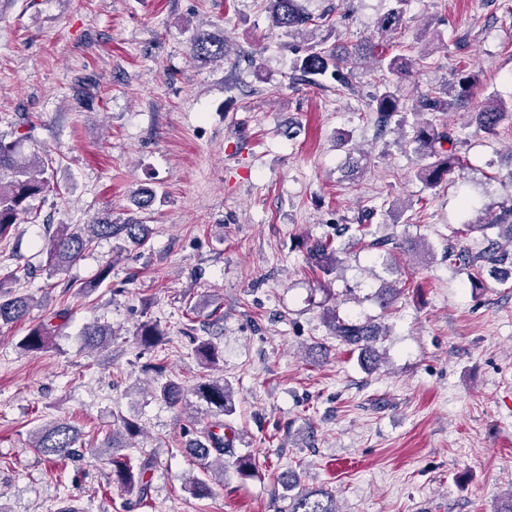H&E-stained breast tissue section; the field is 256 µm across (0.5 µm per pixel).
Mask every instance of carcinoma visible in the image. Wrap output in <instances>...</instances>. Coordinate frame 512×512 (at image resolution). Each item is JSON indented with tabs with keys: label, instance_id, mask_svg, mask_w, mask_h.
<instances>
[{
	"label": "carcinoma",
	"instance_id": "carcinoma-1",
	"mask_svg": "<svg viewBox=\"0 0 512 512\" xmlns=\"http://www.w3.org/2000/svg\"><path fill=\"white\" fill-rule=\"evenodd\" d=\"M265 2L273 28L288 35H302L306 48L303 55L295 60L293 69L314 83L317 77L329 74L338 86L348 89L351 82L347 66L370 57L375 58L378 66L388 74L402 80L410 76L424 59L422 55L413 57L392 54L381 43L386 33L401 28L411 0H391V7L378 22L379 41L370 39L357 44L352 52L327 46L325 41L314 36L316 21L300 4V0ZM190 56L195 61L222 60L224 39L197 31L190 43ZM457 86V94L450 100L435 91L422 93L408 103L389 86L384 87L373 99V111L383 127L392 123L402 127L407 123L408 116L416 117L410 144L414 145V152L423 161L417 176L430 189L440 187L448 175L461 166V159L453 149L454 137L448 125L438 124L426 118V115L444 113L462 106L470 109L475 127L485 133L493 134L502 125L512 124V101L507 103L495 95L479 98L475 75H458ZM22 139L20 135L8 141L0 135V241L9 237L14 225L19 223L20 216L28 212L29 199L51 191L43 158L36 152L29 157L18 155L17 145ZM495 227L504 230L512 243L511 199L501 205L500 213L492 219L483 217L465 221L458 234L467 236L474 231L484 232ZM350 230V225L338 224L334 235L313 239L307 246L308 267L319 276L322 291L326 293L331 292L332 277L344 263L341 252L334 245V237H342ZM354 230L351 239L356 244L363 243L366 237L364 225L360 224ZM147 236V225L136 218L116 224L110 217L104 216L76 229L61 224L48 241L47 270L52 275L67 272L91 243L98 239L114 238L131 246H140L145 243ZM486 241V247L474 254L461 245L448 246V262H458L469 269V284L475 289L484 287L479 274L482 267L491 265L512 268V249L505 248L500 241L489 237ZM366 246L388 253L393 248H402V243L393 236H383L371 240ZM13 284L14 279L10 275L0 274L1 326L22 322L30 312L32 297L13 289ZM68 317L69 309L66 307L52 312L48 320L28 329L26 335L18 341V348L26 353L44 349L50 335L59 329L53 320L63 322ZM323 323L336 340L359 353L361 362H377L373 358V344L379 336V326L375 323L344 319L334 308H328L323 313ZM113 336L115 332L112 327L105 324L94 323L85 330L86 344L91 349L109 346ZM134 336L143 349L154 350L164 343L166 333L157 321L145 318L137 324ZM195 356L207 374L199 377L191 386L190 393L205 406L210 421L200 429H188L192 435L188 451L198 462L199 474L190 475L184 489L194 496L202 497L209 493L210 481L224 477V457L233 458L236 471L244 478L255 475L257 462L250 453H236L234 438L224 434V417L234 412L233 395L224 379L208 375L223 361L222 351L211 341L201 339L195 346ZM150 370L155 373V386L152 390L154 399L172 408H181L187 404L184 386L166 376L163 365L152 366ZM140 433L141 428L137 423L121 418L119 424L103 437L104 447L112 449L109 459L112 483L135 495V500L126 503L129 509L137 508L148 500L151 473L156 468V461L151 457L134 461L128 455L119 454ZM79 439L80 431L75 426L66 421H58L33 433V447L47 461L56 463L78 455L76 444ZM283 487L286 489L284 498L287 500L284 512H338L336 498L331 492L323 488L299 487V477L292 470L288 472V482Z\"/></svg>",
	"mask_w": 512,
	"mask_h": 512
}]
</instances>
